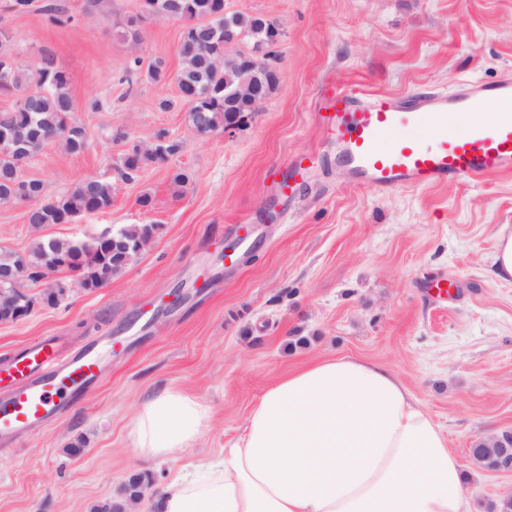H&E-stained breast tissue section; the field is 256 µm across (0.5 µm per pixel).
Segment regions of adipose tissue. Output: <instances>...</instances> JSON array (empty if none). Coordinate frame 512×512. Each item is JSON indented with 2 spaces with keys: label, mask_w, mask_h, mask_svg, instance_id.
<instances>
[{
  "label": "adipose tissue",
  "mask_w": 512,
  "mask_h": 512,
  "mask_svg": "<svg viewBox=\"0 0 512 512\" xmlns=\"http://www.w3.org/2000/svg\"><path fill=\"white\" fill-rule=\"evenodd\" d=\"M208 419L164 389L131 422L144 457L192 448ZM160 512H471L443 430L388 366L352 357L304 364L270 383L223 454L161 490Z\"/></svg>",
  "instance_id": "obj_1"
}]
</instances>
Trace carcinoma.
I'll return each mask as SVG.
<instances>
[{
  "mask_svg": "<svg viewBox=\"0 0 512 512\" xmlns=\"http://www.w3.org/2000/svg\"><path fill=\"white\" fill-rule=\"evenodd\" d=\"M224 0H151L152 10L142 6L132 24L130 35H139L137 25L149 16L164 15L186 22L179 45L180 70L178 82L188 106L189 119L200 132L224 128L237 116L249 111L248 102L238 103L236 111L224 107L225 95L246 82L259 81L273 91L279 81L275 69L269 72L248 71L243 62L225 59L217 63V52L224 46V35L232 30L258 46H268L278 37L274 27L258 16L238 13L220 14ZM69 75L47 57L35 75L20 69L0 40V93L21 94L31 86L39 87L32 104L14 105L0 112V130L14 134L25 144V151L14 156L0 153V204L8 205L25 199L31 202L27 221L40 224H63L73 218L102 211L112 205L114 187L101 178H88L70 194L56 200L44 199V185L39 180L28 182L27 197H19L17 174L44 145L60 139L63 149L78 154L87 148L85 127L71 121L73 100L69 92ZM157 145L144 147L133 143L122 156V169L132 180L149 163H161L178 153L181 143L160 131ZM155 231L153 224H135L121 229L105 251L96 239H50L36 241L24 254L0 250V272L18 265L25 268L19 280H2L1 288L23 289L24 282H37L66 270L82 279L84 289L102 287L112 276L128 265V257L144 248ZM474 463L485 470H494L512 460L509 448L489 447L480 442L469 449Z\"/></svg>",
  "mask_w": 512,
  "mask_h": 512,
  "instance_id": "cac0c4a2",
  "label": "carcinoma"
}]
</instances>
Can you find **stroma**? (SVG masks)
I'll return each mask as SVG.
<instances>
[{
	"instance_id": "35a3bbf8",
	"label": "stroma",
	"mask_w": 512,
	"mask_h": 512,
	"mask_svg": "<svg viewBox=\"0 0 512 512\" xmlns=\"http://www.w3.org/2000/svg\"><path fill=\"white\" fill-rule=\"evenodd\" d=\"M54 3L65 24L54 22ZM140 4L0 0L13 61L32 72L54 54L70 77L72 119L89 137L76 155L46 145L25 176L53 200L90 176L115 188L111 207L65 224L36 227L28 203L0 205V248L156 227L138 259L101 288L49 306L40 301L45 281L27 283L31 314L0 323V365L45 336L74 351L117 344L98 383L28 437L0 443V512H92L135 474L151 479L136 512H156L160 486L218 455L274 377L332 356L385 363L409 384L483 512L512 489L511 477L469 458L478 438L512 430V279L491 272L496 231L512 225V174L380 193L350 180L319 136L317 112L327 90L352 83L406 95L496 80L512 70V0H224L225 11L261 16L279 32L268 56L279 84L229 135L198 133L188 120L177 84L183 21L158 16L127 39ZM156 60L161 83L147 72ZM161 130L182 150L123 180L127 143H150ZM309 151L311 166L284 202L266 174ZM178 170L189 176L180 191L171 183ZM244 221L252 249L225 264ZM442 280L445 298L432 289ZM178 287L184 302L163 309ZM165 388L209 413L175 462L139 457L130 438L136 409Z\"/></svg>"
}]
</instances>
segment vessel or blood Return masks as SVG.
<instances>
[{
  "label": "vessel or blood",
  "instance_id": "b4317fda",
  "mask_svg": "<svg viewBox=\"0 0 512 512\" xmlns=\"http://www.w3.org/2000/svg\"><path fill=\"white\" fill-rule=\"evenodd\" d=\"M430 118L429 144L416 142L421 114ZM469 115L464 132L458 116ZM323 139L358 185L378 191L418 188L512 173V73L452 93L396 97L343 90L321 100ZM308 156L292 160L271 178L291 199ZM101 350L92 345L64 354L54 339L25 345L0 366V439H17L57 415L99 377Z\"/></svg>",
  "mask_w": 512,
  "mask_h": 512
}]
</instances>
